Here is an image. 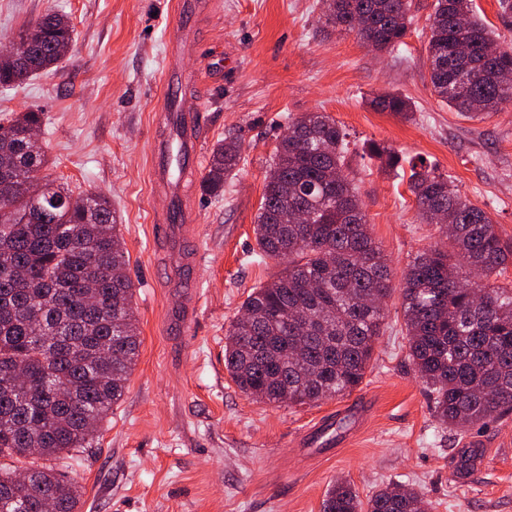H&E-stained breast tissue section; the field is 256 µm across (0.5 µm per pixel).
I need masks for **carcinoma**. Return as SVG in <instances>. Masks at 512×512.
Returning <instances> with one entry per match:
<instances>
[{
    "instance_id": "carcinoma-1",
    "label": "carcinoma",
    "mask_w": 512,
    "mask_h": 512,
    "mask_svg": "<svg viewBox=\"0 0 512 512\" xmlns=\"http://www.w3.org/2000/svg\"><path fill=\"white\" fill-rule=\"evenodd\" d=\"M320 21L385 51L403 43L411 0H325ZM68 16L51 12L22 29L25 61L0 57V86L22 84L64 58ZM439 100L463 114L492 112L512 98V44L497 39L474 0H436L427 39ZM379 112L403 117L409 101L384 94ZM44 113L29 109L0 124V460H76L97 424L123 398L140 339L120 229L101 192L71 207V190L33 172L45 163L28 138ZM243 143L212 151L202 186L224 191ZM344 129L325 112L288 123L265 176L254 234L259 254L288 263L253 289L225 335L224 365L246 396L311 405L344 396L364 378L390 295L387 258L372 239L350 178ZM418 217L447 243L418 254L400 284L407 357L426 384L434 417L463 436L512 414V285L498 277L512 242L491 217L424 163L410 165ZM306 211L304 224L281 216ZM79 512L81 491L51 466L0 463V512ZM425 494L390 482L362 501L347 481L326 493L322 512H430Z\"/></svg>"
}]
</instances>
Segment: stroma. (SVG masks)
Listing matches in <instances>:
<instances>
[{"label":"stroma","instance_id":"obj_1","mask_svg":"<svg viewBox=\"0 0 512 512\" xmlns=\"http://www.w3.org/2000/svg\"><path fill=\"white\" fill-rule=\"evenodd\" d=\"M173 2L0 0V46L52 11L75 28L57 68L0 88V123L42 109L41 177L76 196H109L129 257L141 341L136 365L79 464H56L81 486V512H321L327 489L340 479L363 500L394 481L422 487L431 512H512V417L462 437L439 427L407 359L397 289L386 299L384 331L364 379L350 395L368 402L367 415L333 456L302 454L297 437L350 397L264 403L241 393L224 367V336L243 301L284 266L258 254L254 218L289 120L325 112L345 129L369 231L397 285L440 234L420 223L407 175L369 157L368 145L426 158L510 240L512 101L474 116L449 110L434 95L426 46L435 0H413L404 45L382 53L323 27L321 0H213L193 49L179 59L186 83L178 101L202 117L203 161L227 137H240L243 151L221 195L204 191V169L180 174L194 212L189 244L200 251L201 266L196 316L173 331L166 312L180 291L165 274V246L152 230L153 217L171 203L149 178ZM386 93L408 97L412 116L373 110L370 99ZM475 442L484 465L461 470L459 460Z\"/></svg>","mask_w":512,"mask_h":512}]
</instances>
